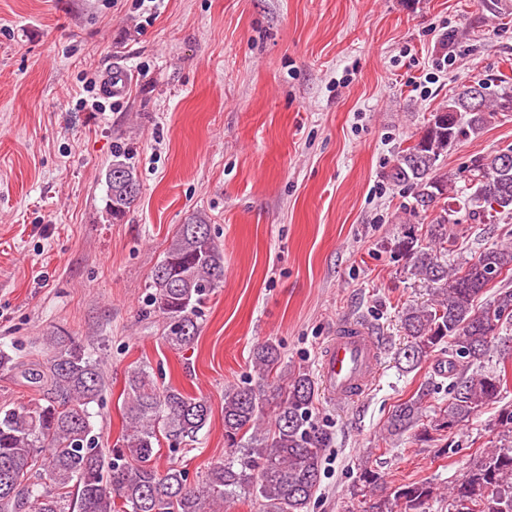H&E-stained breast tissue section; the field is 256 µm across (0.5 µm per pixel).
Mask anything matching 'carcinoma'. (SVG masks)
<instances>
[{"mask_svg":"<svg viewBox=\"0 0 512 512\" xmlns=\"http://www.w3.org/2000/svg\"><path fill=\"white\" fill-rule=\"evenodd\" d=\"M481 109L469 110L464 90L430 114L417 139L398 152L388 177L413 190L415 206L439 204L419 244V228L405 229L398 248L410 260V274L427 284L430 298L400 311L408 344L398 361L412 371L449 344L448 404L427 418L424 388L392 410L381 440L410 431L426 442L469 423L507 389L506 367L469 372L491 352L501 331L512 325V242L485 248L448 264V224L463 209L480 222L512 214V167L492 151L454 173L440 162L459 144L478 136L499 115L512 112V85L484 78ZM463 186L458 188L456 183ZM107 210L119 220L138 197L133 164L121 151L106 173ZM502 283L492 300L484 290ZM224 286V247L197 213L178 226L163 260L148 283L149 312L162 322L163 339L174 349L192 345L200 332L201 310ZM51 354L25 363L0 349V371L20 375L42 398L20 407L0 406V512H223L224 502L248 493L263 512H308L319 486L322 450L332 434L313 415L318 381L307 367L284 363L279 345L259 343L252 360L253 384L224 390V445L229 458L213 465L198 482L171 463L157 464L160 438L178 446L197 441L210 425L212 409L200 396L157 381L146 364L127 372L124 426L112 448H99L88 407L106 390L104 357L94 342L51 332ZM500 445L484 454L448 489V512H512V408L497 418ZM353 495L364 512H425L438 498L428 482L396 486L377 494L381 477L363 466Z\"/></svg>","mask_w":512,"mask_h":512,"instance_id":"obj_1","label":"carcinoma"}]
</instances>
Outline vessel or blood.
Here are the masks:
<instances>
[{"label": "vessel or blood", "mask_w": 512, "mask_h": 512, "mask_svg": "<svg viewBox=\"0 0 512 512\" xmlns=\"http://www.w3.org/2000/svg\"><path fill=\"white\" fill-rule=\"evenodd\" d=\"M108 98L123 97L127 78L122 68L107 70L101 86ZM381 364V340L358 321H344L329 338L320 365L326 398L339 407L352 404L372 387Z\"/></svg>", "instance_id": "1"}]
</instances>
